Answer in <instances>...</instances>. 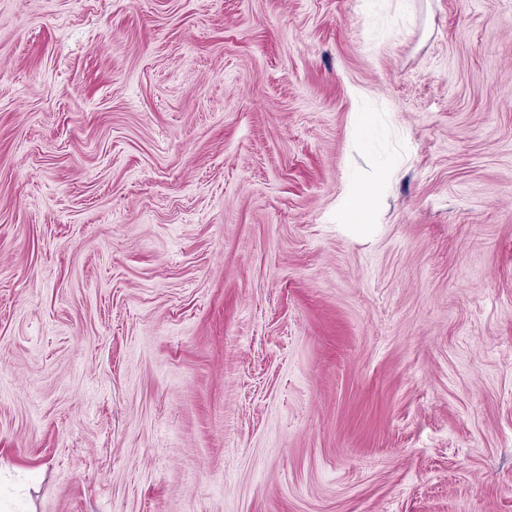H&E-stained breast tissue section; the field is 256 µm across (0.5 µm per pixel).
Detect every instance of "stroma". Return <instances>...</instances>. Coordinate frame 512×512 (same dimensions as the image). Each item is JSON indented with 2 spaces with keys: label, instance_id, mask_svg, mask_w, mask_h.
<instances>
[{
  "label": "stroma",
  "instance_id": "35a3bbf8",
  "mask_svg": "<svg viewBox=\"0 0 512 512\" xmlns=\"http://www.w3.org/2000/svg\"><path fill=\"white\" fill-rule=\"evenodd\" d=\"M0 512H512V0H0ZM376 177L347 185L336 204V224H346L353 228H363L367 224H350L348 215L356 213L363 223H370V203L374 193Z\"/></svg>",
  "mask_w": 512,
  "mask_h": 512
}]
</instances>
